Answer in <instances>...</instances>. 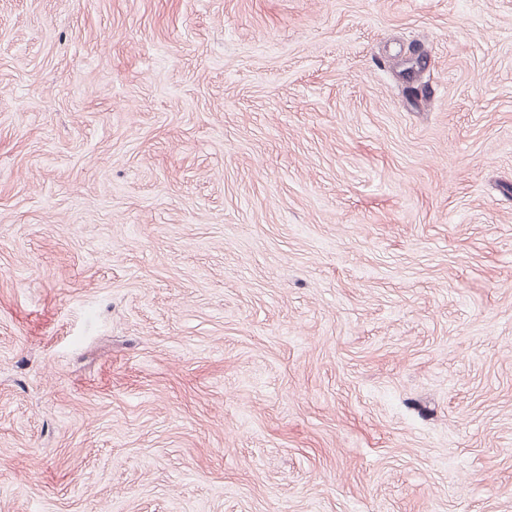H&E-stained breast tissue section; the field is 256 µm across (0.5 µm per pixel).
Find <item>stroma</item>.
Here are the masks:
<instances>
[{"label":"stroma","instance_id":"1","mask_svg":"<svg viewBox=\"0 0 512 512\" xmlns=\"http://www.w3.org/2000/svg\"><path fill=\"white\" fill-rule=\"evenodd\" d=\"M0 512H512V0H0Z\"/></svg>","mask_w":512,"mask_h":512}]
</instances>
